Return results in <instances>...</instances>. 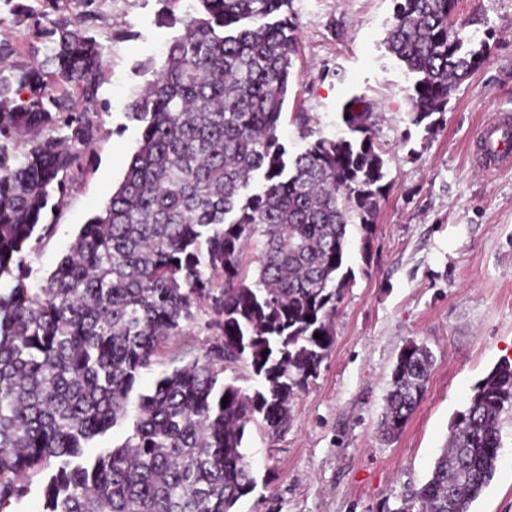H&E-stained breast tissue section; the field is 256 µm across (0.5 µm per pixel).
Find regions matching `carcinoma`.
I'll list each match as a JSON object with an SVG mask.
<instances>
[{"label":"carcinoma","instance_id":"1","mask_svg":"<svg viewBox=\"0 0 512 512\" xmlns=\"http://www.w3.org/2000/svg\"><path fill=\"white\" fill-rule=\"evenodd\" d=\"M195 2L159 76L131 104L142 131L122 182L37 289L26 284V250L51 232L52 193L64 194L62 175L94 138L80 103L98 92L104 48L56 23L53 71L31 68L15 89L0 74V512L44 471L41 512H236L257 486L248 425L284 434L334 345L330 319L355 282L345 264L351 226L367 252L387 190L374 105L347 100L334 139L297 113L306 146L289 154L279 128L296 45L290 0ZM454 6L394 0L386 46L413 76L412 122L427 132L487 46L453 30ZM257 172L263 183L244 194ZM201 311L213 343L131 401L163 345ZM239 363L261 387L218 383ZM432 365L421 342L400 350L381 438L404 432ZM509 406L504 358L454 415L430 478L393 512H470L494 476ZM130 416L122 444L86 454Z\"/></svg>","mask_w":512,"mask_h":512}]
</instances>
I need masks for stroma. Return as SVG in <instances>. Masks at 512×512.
Masks as SVG:
<instances>
[{
  "mask_svg": "<svg viewBox=\"0 0 512 512\" xmlns=\"http://www.w3.org/2000/svg\"><path fill=\"white\" fill-rule=\"evenodd\" d=\"M189 0H57L42 22L4 15L0 44L10 47L12 76L45 60L37 26L78 22L105 47L94 101L97 131L71 170L64 197L47 213L55 229L27 260L39 287L68 252L83 224L121 183L141 125L130 103L156 78L166 47L183 32L161 24L183 16ZM393 0H291L298 37L282 139L303 150L293 118L308 113L322 137L341 134L339 112L354 96L374 103L385 181L368 253L356 242L347 263L355 283L333 317L335 343L315 379L292 405L293 423L278 439L261 422L246 431L256 489L237 512H394L401 494L420 487L474 386L501 359H512V172L478 168L472 144L481 123L512 114V0H456L453 20L465 32L490 33L480 68L451 96L432 132L412 124L411 76L385 39ZM425 343L434 354L427 390L402 435L383 442L377 423L400 349ZM212 336L193 326L164 347L159 365L137 389H153L161 371L183 366ZM502 448L494 476L471 512H512V409L500 417Z\"/></svg>",
  "mask_w": 512,
  "mask_h": 512,
  "instance_id": "stroma-1",
  "label": "stroma"
}]
</instances>
